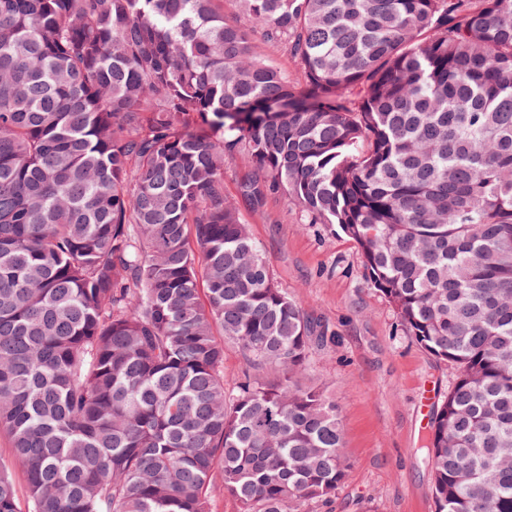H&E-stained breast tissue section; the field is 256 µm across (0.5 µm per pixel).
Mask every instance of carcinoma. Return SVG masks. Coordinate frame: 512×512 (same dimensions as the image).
I'll return each instance as SVG.
<instances>
[{"label":"carcinoma","instance_id":"carcinoma-1","mask_svg":"<svg viewBox=\"0 0 512 512\" xmlns=\"http://www.w3.org/2000/svg\"><path fill=\"white\" fill-rule=\"evenodd\" d=\"M236 2L248 29L224 0H0V512L14 463L30 512L336 494L343 429L304 382L328 337L239 209L275 193L455 366L435 512H512V0ZM226 339L270 377L224 388ZM251 173L250 166L240 156L227 159L224 164V195L240 200L241 185Z\"/></svg>","mask_w":512,"mask_h":512}]
</instances>
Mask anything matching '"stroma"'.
Wrapping results in <instances>:
<instances>
[{
	"instance_id": "obj_1",
	"label": "stroma",
	"mask_w": 512,
	"mask_h": 512,
	"mask_svg": "<svg viewBox=\"0 0 512 512\" xmlns=\"http://www.w3.org/2000/svg\"><path fill=\"white\" fill-rule=\"evenodd\" d=\"M270 274L334 341L314 349L306 373L336 406L348 476L305 512H434L421 447L456 370L404 336L393 307L364 275L356 243L332 224H304L280 194L242 208Z\"/></svg>"
}]
</instances>
